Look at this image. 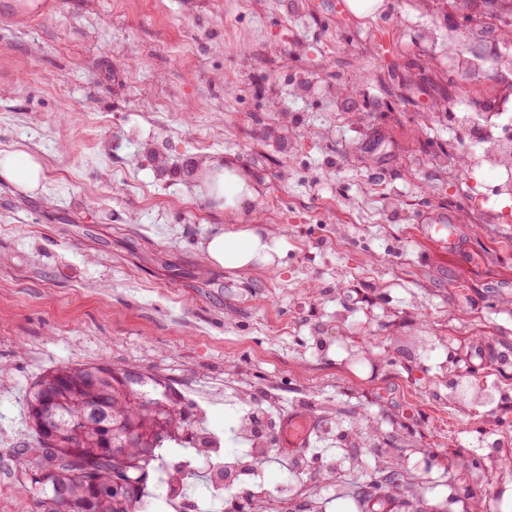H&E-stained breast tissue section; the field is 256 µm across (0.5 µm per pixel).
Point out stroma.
<instances>
[{"label": "stroma", "instance_id": "35a3bbf8", "mask_svg": "<svg viewBox=\"0 0 512 512\" xmlns=\"http://www.w3.org/2000/svg\"><path fill=\"white\" fill-rule=\"evenodd\" d=\"M449 10L60 0L48 18L0 21V152L44 166L42 192L0 182V512H40L15 468L31 387L99 362L165 382L191 424L185 448L198 430L236 428L239 389L273 410L274 449L293 417L315 429L364 417L368 433L324 457L338 483L266 465V483L298 487L296 512H486L447 458L482 446L483 420L461 415L452 438L431 411L444 361L476 381L486 362L512 375V234L472 223L475 202L446 165L466 151L449 135L453 100L485 102L498 80L449 86ZM411 19L440 42L414 51ZM215 162L254 189L237 221L262 217L281 240L278 271L204 267L201 245L224 220L206 183ZM441 216L460 225V251L435 231ZM422 328L438 338L427 359L403 346ZM386 455L414 465V488L372 505L361 493Z\"/></svg>", "mask_w": 512, "mask_h": 512}]
</instances>
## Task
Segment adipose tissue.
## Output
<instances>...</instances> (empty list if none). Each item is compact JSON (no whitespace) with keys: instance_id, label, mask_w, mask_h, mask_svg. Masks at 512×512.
Masks as SVG:
<instances>
[{"instance_id":"obj_1","label":"adipose tissue","mask_w":512,"mask_h":512,"mask_svg":"<svg viewBox=\"0 0 512 512\" xmlns=\"http://www.w3.org/2000/svg\"><path fill=\"white\" fill-rule=\"evenodd\" d=\"M0 180L25 192L37 191L43 180L40 159L27 152L0 154ZM282 244L270 235L251 227L216 225L212 235L201 247L205 265L227 270L245 271L256 266L276 270V258Z\"/></svg>"}]
</instances>
